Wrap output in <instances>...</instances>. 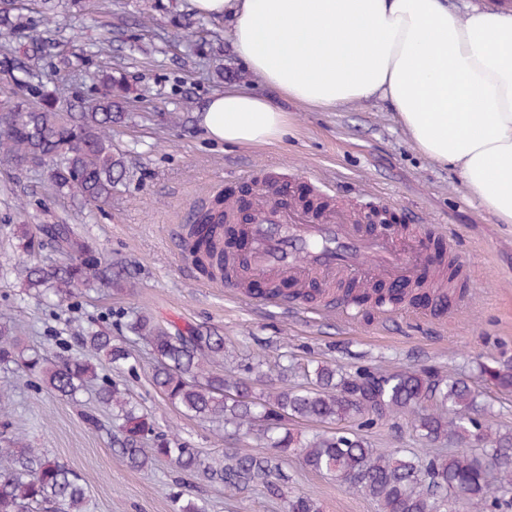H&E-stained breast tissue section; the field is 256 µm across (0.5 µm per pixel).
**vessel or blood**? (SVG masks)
Instances as JSON below:
<instances>
[{
	"instance_id": "b4317fda",
	"label": "vessel or blood",
	"mask_w": 512,
	"mask_h": 512,
	"mask_svg": "<svg viewBox=\"0 0 512 512\" xmlns=\"http://www.w3.org/2000/svg\"><path fill=\"white\" fill-rule=\"evenodd\" d=\"M248 204L224 200V221L235 232L237 251L228 255L230 276L239 288L259 279L303 289L339 283L358 288L428 278L437 292L457 289L456 308L470 300L468 261L444 232L426 221L368 228L361 216L332 194L312 188L305 197L284 196L278 176L250 180Z\"/></svg>"
}]
</instances>
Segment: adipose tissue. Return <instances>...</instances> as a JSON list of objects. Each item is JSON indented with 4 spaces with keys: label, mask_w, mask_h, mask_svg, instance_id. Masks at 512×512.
I'll return each mask as SVG.
<instances>
[{
    "label": "adipose tissue",
    "mask_w": 512,
    "mask_h": 512,
    "mask_svg": "<svg viewBox=\"0 0 512 512\" xmlns=\"http://www.w3.org/2000/svg\"><path fill=\"white\" fill-rule=\"evenodd\" d=\"M201 16L231 13L232 42L265 85L311 109L386 100L415 148L457 168L467 194L512 224V11L464 15L447 0H190ZM206 135L269 144L289 117L238 87L199 114Z\"/></svg>",
    "instance_id": "adipose-tissue-1"
}]
</instances>
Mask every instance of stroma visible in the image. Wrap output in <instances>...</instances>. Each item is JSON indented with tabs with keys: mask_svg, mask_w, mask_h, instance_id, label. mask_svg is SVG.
I'll use <instances>...</instances> for the list:
<instances>
[{
	"mask_svg": "<svg viewBox=\"0 0 512 512\" xmlns=\"http://www.w3.org/2000/svg\"><path fill=\"white\" fill-rule=\"evenodd\" d=\"M228 17L199 19L189 0H102L98 11H78L73 0H57L54 23L16 31L14 45L41 37L50 45L41 65L46 91L62 89V111L89 104L101 87L98 75L124 73L130 92L128 119L112 128V150L124 157L126 174L106 203L94 206L56 190L37 167L17 169L0 159V321L12 319L22 345L41 352L60 345L78 350L70 319L95 321L125 335L132 313H150L162 325L217 330L224 337V367L246 376L249 357L274 363L287 356L305 384L303 367L326 362L359 366L434 368L477 380L479 362L512 359V224L471 199L452 168L432 164L412 145L395 113L372 99L321 111L281 100L291 125L281 140L266 145L226 146L206 139L197 113L224 88L260 82L231 45ZM102 53L84 55L91 42ZM277 169L333 182L337 201L353 208L373 204L393 223L423 215L457 239L471 258L472 303L455 311L406 306L389 313H357L340 321L321 301L274 305L233 296L203 276L181 246L189 207L203 197L245 195L247 170ZM64 222L96 244L131 276V293L102 289L47 305L32 298L15 268L29 259L12 231L21 224ZM34 262L61 264L65 255L44 246ZM133 369L112 373L152 413L158 431L199 448L212 460L225 449L261 452L256 434L225 432L223 425L185 415L151 384L153 362L133 343ZM0 413L23 429L34 447L67 463L83 479L89 512H174L171 494L205 501L208 512H286L283 501L253 490L234 493L165 462L136 471L122 459L109 412L89 426L78 407L47 390L36 391L0 372ZM376 448H417L421 442L402 414L371 427L360 419ZM286 494H310L323 512H378L370 498L331 476L286 458Z\"/></svg>",
	"mask_w": 512,
	"mask_h": 512,
	"instance_id": "obj_1",
	"label": "stroma"
}]
</instances>
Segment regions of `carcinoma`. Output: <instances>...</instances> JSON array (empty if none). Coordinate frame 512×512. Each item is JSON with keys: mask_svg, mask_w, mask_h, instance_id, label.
I'll list each match as a JSON object with an SVG mask.
<instances>
[{"mask_svg": "<svg viewBox=\"0 0 512 512\" xmlns=\"http://www.w3.org/2000/svg\"><path fill=\"white\" fill-rule=\"evenodd\" d=\"M55 0H0V77L18 89L40 97L36 105L23 98L10 104L0 130V157L20 169L44 167L60 192L101 204L125 173L123 158L112 152L109 132L126 118L123 104L129 91L124 77L104 72L99 98L83 112L58 110L57 96L41 91L37 62L44 44L24 49L9 44L19 29L31 26L36 13L48 21ZM193 258L214 278L227 270L225 252H217V232L225 225L203 217L192 225ZM19 248L34 254L45 245L64 252L67 262L46 268L36 264L18 270L26 288L38 297L65 301L99 288L121 290L127 281L90 241L69 224H23L13 230ZM348 304L379 307L401 299L404 289L344 288ZM133 337L119 340L94 325L78 326L77 353L52 356L22 348L11 329L0 327V370L33 376L44 388L75 404L78 395L96 387L97 402L112 411L120 431L116 442L127 465L142 471L166 461L189 475H201L224 488L240 492L261 489L268 497L284 496L282 464L298 457L308 469L331 475L374 501L380 512H460L464 503L480 502L492 512L512 506V430L492 429L490 406L480 392L460 378H444L431 370H389L358 367L339 372L328 363L310 370L304 388L283 386L256 392L249 378L224 373V337L212 331L157 326L151 317L136 314L125 324ZM140 341L156 360L154 388L173 406L192 417L222 422L234 432L258 429L266 451L241 454L224 451L219 465L198 448L156 432L152 416L133 401L131 393L108 377L98 364L119 369L131 366L130 340ZM479 377L501 391H512V362L482 363ZM408 414L412 429L425 447L412 454L401 448H374L359 431L338 428L301 441L288 428L296 421L339 424L354 417L371 426ZM455 440L459 448L443 455L436 445ZM0 512H87L82 479L68 465L26 442L0 418ZM288 512H320L307 494L287 500Z\"/></svg>", "mask_w": 512, "mask_h": 512, "instance_id": "obj_1", "label": "carcinoma"}]
</instances>
